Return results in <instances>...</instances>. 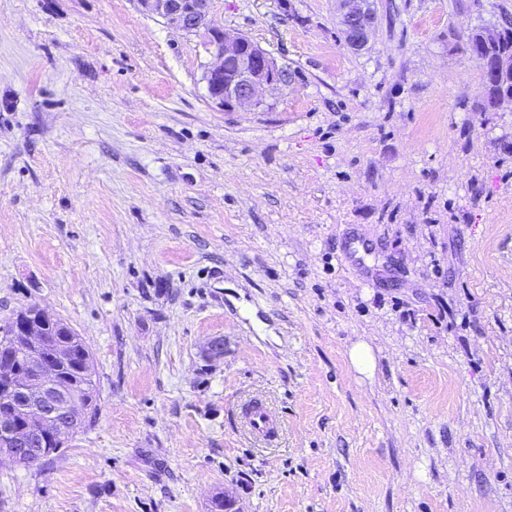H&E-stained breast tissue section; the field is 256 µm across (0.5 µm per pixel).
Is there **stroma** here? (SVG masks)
<instances>
[{
	"label": "stroma",
	"mask_w": 512,
	"mask_h": 512,
	"mask_svg": "<svg viewBox=\"0 0 512 512\" xmlns=\"http://www.w3.org/2000/svg\"><path fill=\"white\" fill-rule=\"evenodd\" d=\"M374 9L355 51L336 0H211L286 78L227 112L136 0H0V323L63 319L98 391L0 512H512V103L467 52L512 0ZM350 360L356 370L363 374H372L376 366L372 348L366 343H358L350 349ZM241 413L250 433L257 440H274L282 427L280 418L259 400H251L243 405Z\"/></svg>",
	"instance_id": "1"
}]
</instances>
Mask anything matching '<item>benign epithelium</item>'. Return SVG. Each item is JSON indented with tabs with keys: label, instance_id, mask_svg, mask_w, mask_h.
<instances>
[{
	"label": "benign epithelium",
	"instance_id": "benign-epithelium-1",
	"mask_svg": "<svg viewBox=\"0 0 512 512\" xmlns=\"http://www.w3.org/2000/svg\"><path fill=\"white\" fill-rule=\"evenodd\" d=\"M338 24L346 44L355 50L367 45L374 28L376 13L373 0H338ZM141 11L149 16L164 18L171 25L189 34L204 33L205 48L212 57L203 80L213 104L226 111L262 104L264 92L276 90L285 83L280 70L269 54L243 35H232L216 26L210 17V0H137ZM468 53L484 73L504 77L512 63L504 58L482 57L468 45ZM57 317L39 305L34 312L12 326L10 335L27 342V354L22 364L0 359V380L9 391L25 401L29 426L0 429V440L14 451H26L33 439L62 441L72 435L62 417L63 402L68 389L54 377L52 362L63 359L67 347L55 345L44 349L48 323Z\"/></svg>",
	"mask_w": 512,
	"mask_h": 512
}]
</instances>
